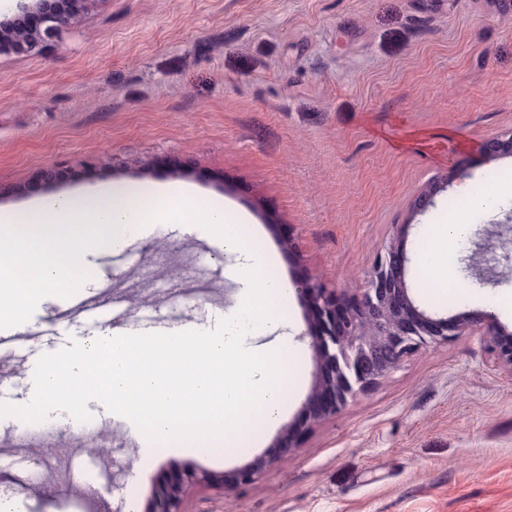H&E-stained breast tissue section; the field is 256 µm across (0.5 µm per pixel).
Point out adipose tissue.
Instances as JSON below:
<instances>
[{"instance_id": "1", "label": "adipose tissue", "mask_w": 512, "mask_h": 512, "mask_svg": "<svg viewBox=\"0 0 512 512\" xmlns=\"http://www.w3.org/2000/svg\"><path fill=\"white\" fill-rule=\"evenodd\" d=\"M471 226L464 219L449 216L446 222L432 225L426 238V249L421 256V264L426 272L423 285L427 288L447 284V257L450 251L459 248L466 240Z\"/></svg>"}]
</instances>
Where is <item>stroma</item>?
<instances>
[{
    "label": "stroma",
    "instance_id": "1",
    "mask_svg": "<svg viewBox=\"0 0 512 512\" xmlns=\"http://www.w3.org/2000/svg\"><path fill=\"white\" fill-rule=\"evenodd\" d=\"M512 133V0H89L82 23L35 55L0 54V209L112 183L193 185L247 213L288 280L361 288L405 231L411 295L423 288L422 231L441 222L465 181L512 183V154L486 140ZM433 190L430 205L414 201ZM162 242L165 254L151 251ZM93 281L133 280L149 299L135 321L159 328L223 319L241 290L220 243L181 224L153 225L115 253L89 255ZM206 274L205 304L172 294ZM309 306L246 338L297 348L302 379L280 422L247 455H171L133 464L122 493L79 452L72 495L57 498L36 455L0 450V493L20 512H74L86 485L108 507L143 512L166 471L224 480L194 488L181 512H512V376L482 329L406 357L386 380L289 446V427L319 375ZM107 316L57 324L11 360L0 403L24 405L37 358L107 328ZM287 456L246 485L235 474L276 449Z\"/></svg>",
    "mask_w": 512,
    "mask_h": 512
}]
</instances>
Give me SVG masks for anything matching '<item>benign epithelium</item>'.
Instances as JSON below:
<instances>
[{
  "label": "benign epithelium",
  "instance_id": "benign-epithelium-1",
  "mask_svg": "<svg viewBox=\"0 0 512 512\" xmlns=\"http://www.w3.org/2000/svg\"><path fill=\"white\" fill-rule=\"evenodd\" d=\"M87 2L38 0L34 12L28 6L21 7L12 22L0 24V53L49 49L63 29L78 25ZM484 152L490 157L511 155L512 134L488 139ZM511 220L508 216L506 223L499 225L493 243L482 238L473 242L476 252L482 255V262L468 265L475 278H483L490 264L512 265ZM406 261L399 235L384 247L366 288L360 292L349 288L336 292L310 280L294 283L296 294L308 302L311 311L309 335L321 362V374L307 397L304 420L291 428L292 441L386 379L420 347L446 342L477 326L489 337L498 363L512 375V335L499 325L494 314H458L449 319L427 314L409 294L404 278ZM276 460L273 455L250 469L238 471L236 484L249 483ZM210 482L207 472L179 471L157 486L145 512H180L183 496Z\"/></svg>",
  "mask_w": 512,
  "mask_h": 512
}]
</instances>
